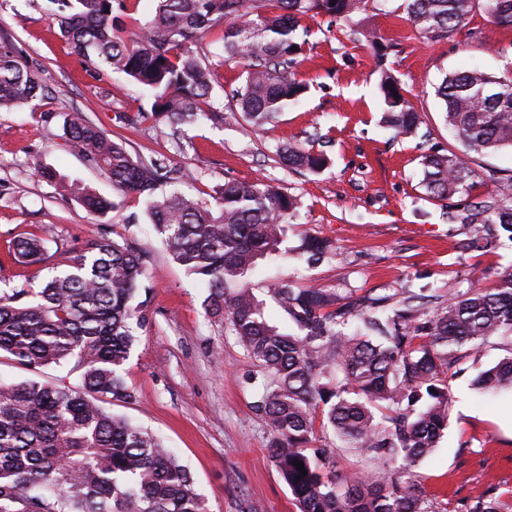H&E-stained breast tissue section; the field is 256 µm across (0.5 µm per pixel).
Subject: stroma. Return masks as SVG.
I'll return each instance as SVG.
<instances>
[{
	"instance_id": "35a3bbf8",
	"label": "stroma",
	"mask_w": 512,
	"mask_h": 512,
	"mask_svg": "<svg viewBox=\"0 0 512 512\" xmlns=\"http://www.w3.org/2000/svg\"><path fill=\"white\" fill-rule=\"evenodd\" d=\"M404 6V0H367L348 18L303 20L308 34L297 71L309 88L299 104L262 126L236 111L243 67L220 64L222 30L213 28L202 48L218 64L211 103L224 120L176 134L155 121L136 85L72 53L54 34L41 0H0V46L45 87L41 98L0 110V291L37 290L56 274L44 264L15 262L11 245L19 236L45 237L75 251L105 236L146 252L150 322L122 371L137 398L107 409L163 440L193 476L209 512H240L244 501L258 512H297L273 461L270 430L253 408L256 391L246 377L257 368L207 316L205 285L166 252L143 202L117 196L108 174L71 148L63 117L84 113L104 131L123 135L132 155L180 166L186 172L181 190L202 202L212 203L215 187L227 178L270 183L296 198L298 216L288 226L289 253L279 272L301 285L331 288L344 298L411 291L425 294L429 308H441L471 285H495L512 265V239L501 236L484 251L461 250L466 226L449 221L444 202L426 195L423 155L461 148L435 90L460 68L477 65L500 76L511 71L512 30L480 11L447 37L430 40L407 20ZM372 32L380 47L369 42ZM385 71L422 116L417 137H394L382 122L378 84ZM288 143L326 153L327 167L318 174L283 167L276 149ZM42 166L116 199L117 208L103 217L86 211L38 177ZM471 166L482 181L459 197L462 205L494 191L488 172L512 174V151L474 157ZM308 234L335 244L332 255L312 266L294 252ZM510 355L512 341L490 339L448 376V428L438 448L412 468L432 512H468L486 491L504 501L512 497V389L483 394L473 385L480 372ZM27 380L80 384L71 366L33 372L0 356V382Z\"/></svg>"
}]
</instances>
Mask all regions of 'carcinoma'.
I'll return each mask as SVG.
<instances>
[{"instance_id":"1","label":"carcinoma","mask_w":512,"mask_h":512,"mask_svg":"<svg viewBox=\"0 0 512 512\" xmlns=\"http://www.w3.org/2000/svg\"><path fill=\"white\" fill-rule=\"evenodd\" d=\"M59 33L78 56L124 75L154 98L152 114L171 130L221 118L208 110L215 67L199 51L207 29L223 26L224 61H247L237 92L240 112L253 124L275 119L306 92L295 69L300 19L349 18L366 0H156L154 11L127 39L126 0H51ZM408 21L428 38L446 36L485 12L512 28V0H406ZM384 122L398 137L416 135L421 115L398 81L383 73ZM43 86L8 49L0 48V107L43 96ZM445 122L464 151L423 158L424 188L447 201L473 186L471 155L512 149V76L477 67L446 75L436 89ZM63 137L106 170L113 186L146 204L150 223L172 259L205 282L206 313L220 323L261 370L253 409L272 432L275 466L298 512H428L410 467L438 447L448 425V371L464 346L496 334L512 335V268L493 288L473 285L442 308L425 296H362L342 301L331 289L299 287L288 278L267 294L297 329L286 333L264 313L253 277L282 258L288 223L298 202L269 183L226 179L208 207L163 185L182 180L158 159L133 157L80 112L64 117ZM289 168L321 172L326 154L286 145ZM55 183L92 214L114 203L49 168ZM487 198L448 219L467 225L464 250L479 249L497 228L512 233V176ZM18 259L57 256L45 240L21 237ZM307 263L333 252V243L306 235L295 248ZM146 261L134 245L107 237L88 242L69 270L37 293L0 292V353L28 368L63 362L80 372L81 387L37 381L0 383V512H208L193 479L157 436L113 416L106 402L134 393L121 374L149 323ZM476 388L512 387V356L481 372ZM331 430L345 447L382 462L373 475L340 481L336 459L313 447L316 428ZM303 463L307 474L295 467ZM469 512H500L494 496L473 500Z\"/></svg>"}]
</instances>
